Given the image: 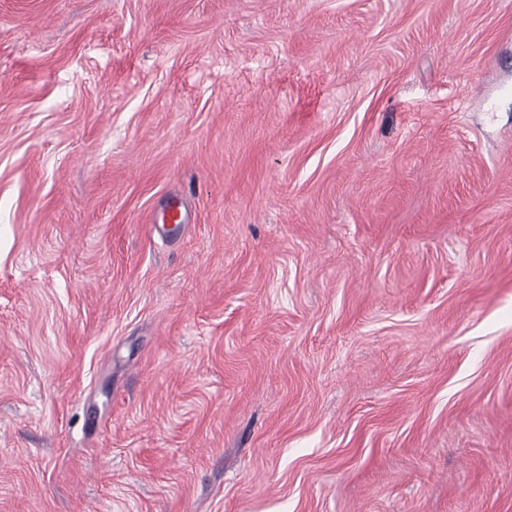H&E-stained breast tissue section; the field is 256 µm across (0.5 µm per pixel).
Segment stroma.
<instances>
[{
	"label": "stroma",
	"instance_id": "1",
	"mask_svg": "<svg viewBox=\"0 0 512 512\" xmlns=\"http://www.w3.org/2000/svg\"><path fill=\"white\" fill-rule=\"evenodd\" d=\"M0 512H512V0H0Z\"/></svg>",
	"mask_w": 512,
	"mask_h": 512
}]
</instances>
